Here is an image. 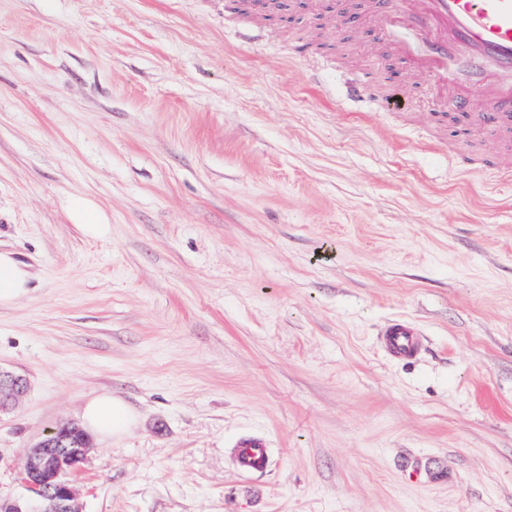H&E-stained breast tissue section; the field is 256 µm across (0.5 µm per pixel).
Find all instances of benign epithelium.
<instances>
[{"label":"benign epithelium","instance_id":"benign-epithelium-1","mask_svg":"<svg viewBox=\"0 0 512 512\" xmlns=\"http://www.w3.org/2000/svg\"><path fill=\"white\" fill-rule=\"evenodd\" d=\"M26 378L0 369V412L8 409L27 391ZM90 449L88 434L76 424L53 428L34 447L19 468L22 484L28 492L25 501L0 499V512H79L71 477L84 462Z\"/></svg>","mask_w":512,"mask_h":512}]
</instances>
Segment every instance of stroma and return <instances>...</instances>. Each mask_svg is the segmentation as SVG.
Masks as SVG:
<instances>
[{
    "label": "stroma",
    "instance_id": "1",
    "mask_svg": "<svg viewBox=\"0 0 512 512\" xmlns=\"http://www.w3.org/2000/svg\"><path fill=\"white\" fill-rule=\"evenodd\" d=\"M464 141L512 169L325 0H0V251L29 275L0 497L106 393L136 421L94 438L81 512H512V185ZM379 336L385 352L397 360H412L423 348L421 333L406 321H389ZM235 462L245 473H262L270 463L269 448L259 438H246L234 450Z\"/></svg>",
    "mask_w": 512,
    "mask_h": 512
}]
</instances>
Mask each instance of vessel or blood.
<instances>
[{"mask_svg":"<svg viewBox=\"0 0 512 512\" xmlns=\"http://www.w3.org/2000/svg\"><path fill=\"white\" fill-rule=\"evenodd\" d=\"M371 22L381 32L413 27L427 46L420 70L433 77L440 101L453 112L481 104L484 131L512 137V0H371ZM385 352L414 359L423 348L420 332L402 320L380 333ZM238 468L266 471L269 450L262 439L246 438L234 450Z\"/></svg>","mask_w":512,"mask_h":512,"instance_id":"b4317fda","label":"vessel or blood"}]
</instances>
